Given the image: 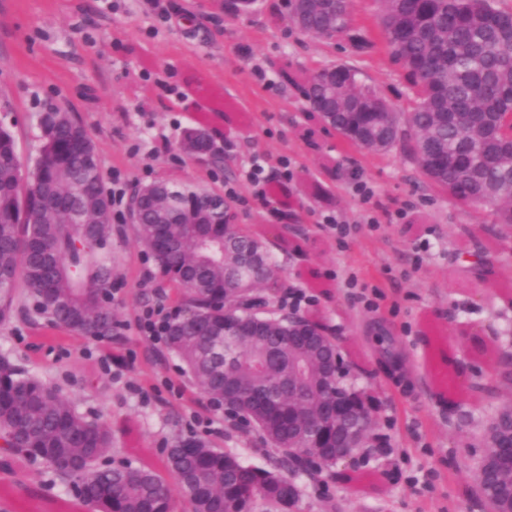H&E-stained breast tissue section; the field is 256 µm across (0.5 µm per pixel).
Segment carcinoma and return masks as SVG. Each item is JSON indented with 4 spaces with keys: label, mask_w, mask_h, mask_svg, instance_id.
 <instances>
[{
    "label": "carcinoma",
    "mask_w": 512,
    "mask_h": 512,
    "mask_svg": "<svg viewBox=\"0 0 512 512\" xmlns=\"http://www.w3.org/2000/svg\"><path fill=\"white\" fill-rule=\"evenodd\" d=\"M379 26L392 59L407 74L412 107L407 128L374 90L360 84L350 66L314 73L307 99L330 98L340 108L336 132L374 152L367 132L391 117L389 146L410 143L430 182L455 200L489 206L495 223H512V9L498 0H377ZM334 31L358 49L372 44L350 28L347 0L334 4ZM441 112H472L490 119L467 133L443 122ZM44 144L32 177L21 176L16 140L0 126V321L15 312L22 287L36 315L65 331L112 337V308L101 296L112 287V213L101 186L98 158L83 123L70 112L41 117ZM210 193L171 187L178 207L197 203L206 224H157L156 211L135 225L140 243L178 288L184 305L165 325L168 349L210 397L227 395L279 454L277 470L243 464L231 452L194 439L177 441L167 468L178 481L185 512H290L297 495L293 477L308 448H325L334 432L322 418L325 349L297 351L303 387L288 396V326L324 333L317 321L262 312L265 291H278L280 276L268 252L237 224L208 209ZM242 320L262 324L261 334L227 336ZM512 429V415L497 412L485 431L487 447ZM112 424L89 420L60 389L0 356V442L18 464L42 462L62 483L81 486L77 500L89 512H173L172 497L153 464L104 470L97 459L112 447ZM492 512L512 501L492 491L512 482V466L489 479L477 476Z\"/></svg>",
    "instance_id": "1"
}]
</instances>
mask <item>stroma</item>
Segmentation results:
<instances>
[{
  "label": "stroma",
  "mask_w": 512,
  "mask_h": 512,
  "mask_svg": "<svg viewBox=\"0 0 512 512\" xmlns=\"http://www.w3.org/2000/svg\"><path fill=\"white\" fill-rule=\"evenodd\" d=\"M162 2L164 19L151 0H0V102L11 108L23 171L39 154L42 114L64 109L92 136L104 191L116 173L128 193L159 180L234 188L239 224L279 269L274 308L290 310L297 291L311 297L300 313L326 325L376 417L354 462L297 471V512H488L477 469L486 426L512 403L502 376L512 355V232L493 231L490 211L431 185L401 146L365 152L308 110L300 86L343 63L406 118L409 82L384 48L305 34L285 0H257L239 16L225 14L224 0ZM192 128L207 131L220 163L181 151ZM256 157L276 187L261 203L244 176ZM358 178L376 192L371 224ZM327 214L345 221L346 235L323 224ZM112 267L111 341L50 326L19 288L14 315L0 322V355L116 426L105 459L152 463L174 502L182 497L164 451L178 439L272 467L261 435L210 406L164 340L141 331L146 310L166 317L179 298L129 221L112 237ZM5 460L0 453V512H32L28 487L73 503L72 487L40 463L24 465L23 490L11 489Z\"/></svg>",
  "instance_id": "1"
}]
</instances>
